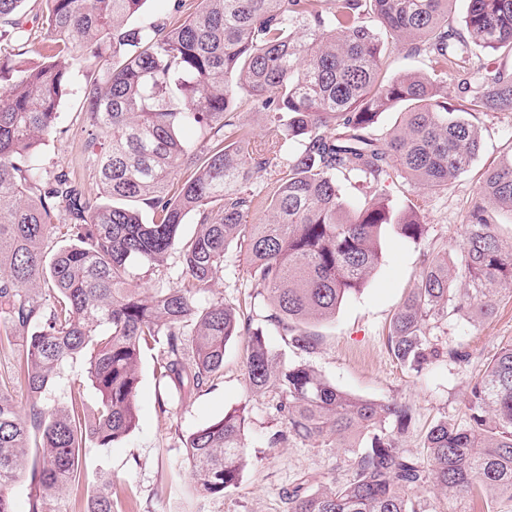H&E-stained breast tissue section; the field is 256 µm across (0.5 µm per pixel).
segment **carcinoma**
<instances>
[{"instance_id":"carcinoma-1","label":"carcinoma","mask_w":512,"mask_h":512,"mask_svg":"<svg viewBox=\"0 0 512 512\" xmlns=\"http://www.w3.org/2000/svg\"><path fill=\"white\" fill-rule=\"evenodd\" d=\"M24 0H0V38L22 28ZM47 18L57 54L35 63L17 44L0 55V322L28 332L16 380L0 382V512H14L12 491L28 480V512H68L62 497L77 486L88 448H110L138 425L140 353L161 344L159 410L215 385L226 345L247 339L249 390L277 395L286 436L351 456L346 479L304 475L284 492L287 512H418L429 488L450 500L485 489L512 500V343L469 382L468 423L444 419L424 438L426 459L404 446L412 409L347 393L306 363H290L268 345L267 323L305 353L315 336L300 325L333 317L361 291L382 259L381 230L396 224L417 244L426 225L414 207L396 211L377 187L396 177L428 190L466 173L481 152L479 115L512 111V70L467 66L476 49L512 53V0H466L462 24L448 23L453 0H201L170 27L131 26L144 0H50ZM374 24H366V19ZM393 44L424 54L432 73L384 79ZM95 73L82 88L88 124L107 141L97 155L98 193L71 172L36 159L55 129L75 68ZM460 80L463 103H448L443 77ZM266 120L263 153L237 120L238 90ZM400 111L402 127L380 134L381 114ZM205 135L199 147L181 136ZM295 149L267 194L248 190L258 174ZM190 176L176 184L175 173ZM370 189L349 207L339 182ZM159 219L143 221L142 210ZM265 210L258 224L251 214ZM495 212L512 215V154L488 169L465 217L460 256L425 255L388 335L393 357L417 374L442 355L430 324L493 314L512 287V239ZM193 217L188 241L180 227ZM63 219L70 243L46 258L43 246ZM236 245L268 303L240 320L224 299L200 295L224 278ZM177 282L144 295L134 270L171 257ZM85 361L98 392L84 408L69 397L51 408L44 396L67 364ZM27 393L21 410L13 382ZM246 408H233L184 439L195 498L236 487L248 457ZM85 512H114L104 476Z\"/></svg>"}]
</instances>
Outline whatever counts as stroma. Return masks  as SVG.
I'll return each mask as SVG.
<instances>
[{
    "instance_id": "obj_1",
    "label": "stroma",
    "mask_w": 512,
    "mask_h": 512,
    "mask_svg": "<svg viewBox=\"0 0 512 512\" xmlns=\"http://www.w3.org/2000/svg\"><path fill=\"white\" fill-rule=\"evenodd\" d=\"M48 0H24L21 19L27 39V56L40 60L46 55L50 38L46 16ZM91 73L74 70L71 91L58 108L56 130L38 156L40 165L52 171L65 168L85 188L95 189L93 148L85 120L81 89ZM482 150L468 172L441 191H429L406 180L386 182L381 195L394 209L415 205L416 215L426 224L424 241L412 243L386 228L382 239L383 257L361 292L340 305L334 318L310 325L319 338L317 350L307 354L284 341L281 327L265 325L268 345L291 362L312 366L338 388L356 396L382 402L409 404L414 411L406 448L423 453L427 430L438 420L459 425L467 420V385L484 364L512 342V289L496 298L494 313L471 322L452 319L435 324L431 335L444 344L469 351L464 363L441 359L422 373L401 366L388 347L390 321L413 288L422 267L424 253H457L463 239L464 217L477 198V186L486 168L503 155L512 153V112H492L479 119ZM215 296L241 312H249L257 287L245 260L236 248L224 257V279L213 287ZM244 337L230 341L224 354V372L218 384L191 398L174 402L167 412L158 408V384L154 369L158 350L143 349L137 396L138 426L123 441L107 449H87L83 466L90 478L104 471L112 477L117 492L115 512H285V488L306 474L347 477L349 458L334 448H314L308 443L288 440L278 447L268 445L269 437L284 430L271 395L257 396L248 390L243 361ZM246 406L249 413L245 444L251 463L238 487L223 497L196 500L182 488L171 486L173 471L185 472L183 439L199 427L221 417L226 409ZM422 512H512V501L480 494L475 502L458 503L432 492L420 493Z\"/></svg>"
}]
</instances>
